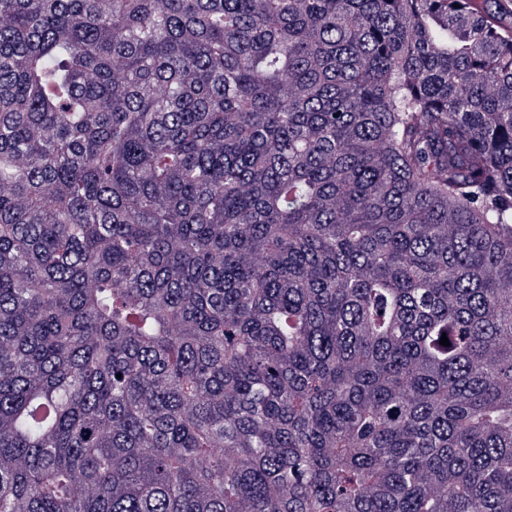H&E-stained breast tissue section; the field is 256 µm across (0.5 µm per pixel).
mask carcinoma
<instances>
[{
  "label": "carcinoma",
  "mask_w": 512,
  "mask_h": 512,
  "mask_svg": "<svg viewBox=\"0 0 512 512\" xmlns=\"http://www.w3.org/2000/svg\"><path fill=\"white\" fill-rule=\"evenodd\" d=\"M467 2L0 0V512H512Z\"/></svg>",
  "instance_id": "obj_1"
}]
</instances>
